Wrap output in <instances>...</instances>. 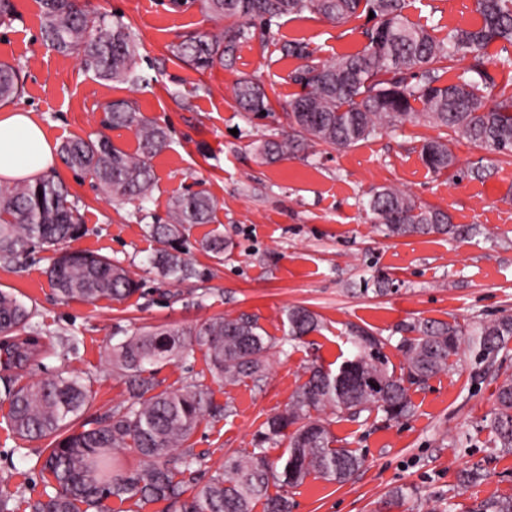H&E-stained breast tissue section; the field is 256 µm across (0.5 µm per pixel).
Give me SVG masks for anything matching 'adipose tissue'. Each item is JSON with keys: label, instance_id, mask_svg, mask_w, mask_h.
<instances>
[{"label": "adipose tissue", "instance_id": "obj_1", "mask_svg": "<svg viewBox=\"0 0 512 512\" xmlns=\"http://www.w3.org/2000/svg\"><path fill=\"white\" fill-rule=\"evenodd\" d=\"M57 162L56 149L32 113H0V179L34 180Z\"/></svg>", "mask_w": 512, "mask_h": 512}]
</instances>
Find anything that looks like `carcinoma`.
Listing matches in <instances>:
<instances>
[{"label":"carcinoma","mask_w":512,"mask_h":512,"mask_svg":"<svg viewBox=\"0 0 512 512\" xmlns=\"http://www.w3.org/2000/svg\"><path fill=\"white\" fill-rule=\"evenodd\" d=\"M43 41L62 54H74L80 64L103 80L136 84L132 69L137 52L133 33L118 19L95 13L79 0H40ZM203 9L220 20L232 19L219 34L199 33L173 47L176 59L203 73L232 63L239 45L259 28L273 27L289 15L308 11L331 22L373 14L366 29L367 44L356 53L314 63L301 42L282 44L286 57L305 59L290 79L300 92L289 102V132L260 147L274 161L295 156L311 142L351 147L406 123L428 121L493 154L512 157V94L488 105L495 81L488 73L494 62L512 71V56L493 58L491 44L512 46V0H475L481 22L448 31L436 39L404 14L406 0H202ZM467 66L448 82L445 74ZM22 85L16 68L0 62V104L19 98ZM235 101L255 117L272 112L265 90L251 80L237 83ZM103 125L135 131L138 146L130 154L105 136L73 138L59 154L75 172L91 175L117 202L145 197L154 180L151 160L168 144L167 130L143 117L128 103L116 101L103 109ZM423 164L434 172L457 167L443 137L425 141ZM215 207L203 190L174 198L167 219L151 225L162 247L152 258L165 279L201 277L183 256L187 224H207ZM368 208L387 237L454 234L465 238L477 228H457L446 212L415 202L391 187L370 192ZM85 234L77 203L60 179L0 183V260L18 261L40 247H56ZM50 282L64 299L123 301L139 291L130 271L90 251H60L49 268ZM34 311L14 293L0 290V368L32 371L42 355L40 336L32 325ZM288 335L300 339L319 328L316 314L303 307L288 310ZM400 337V371L388 368L381 352L385 339L365 331L355 336L356 353L336 371L311 364L308 378L295 390L287 408L267 417L255 448L228 456L202 482L197 472L206 465L203 454L188 441L206 418L220 420L233 413L217 403L209 389L189 383L157 391L154 366L184 359L190 347L205 349L211 374L226 385L267 377V359L275 339L263 334L250 316L213 317L193 328H140L112 346V372L125 383L129 399L112 407L95 426L76 422L92 397L78 374L58 373L33 379L9 390L7 427L25 440L48 441L42 470L52 477L51 491L28 504L29 512H102L110 499L165 503L176 512H292L288 488L309 476L343 483L364 459L348 448L334 446L329 422L312 412L330 410L346 420L364 423L372 413L397 421L413 415L412 386L439 373L455 371L461 346L483 360L495 357L512 339V314L471 328L457 322L419 320ZM497 408L489 420L500 452L512 453V378L498 386ZM286 442L278 462L268 460L266 443ZM141 465L123 469L127 452ZM275 492H270V487ZM474 512H512V497L482 502Z\"/></svg>","instance_id":"cac0c4a2"}]
</instances>
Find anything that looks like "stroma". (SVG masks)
<instances>
[{
    "mask_svg": "<svg viewBox=\"0 0 512 512\" xmlns=\"http://www.w3.org/2000/svg\"><path fill=\"white\" fill-rule=\"evenodd\" d=\"M13 3L10 22L0 25V61L18 68L23 86L13 106L33 112L54 144L102 134L135 153L130 129L102 126L103 108L115 100L130 102L170 134L168 147L151 161L155 180L142 201L113 202L91 176L61 163L53 169L77 201L85 226L70 249L121 262L140 281L139 293L121 302L62 301L47 274L50 252L0 262V289L35 311L32 322L46 349L42 374L73 371L91 389L86 420L128 398L107 361L108 349L124 336L143 326H191L215 316L256 318L278 343L263 385L217 382L200 349L155 374L160 388L198 382L217 402L234 408L232 416L202 422L191 438L196 452L206 456L207 468L199 475L204 481L225 457L253 448L261 424L283 410L305 381L307 364L333 370L354 355L352 329L385 337L382 353L397 369L404 362L392 340L398 325L434 319L471 326L512 314V157L457 139L451 148L459 167H483V177L459 180L448 171L432 172L420 149L439 130L426 123L349 148L315 144L272 163L256 151L261 141L281 139L287 131L288 103L298 90L289 75L301 61L283 56L282 44L303 42L320 61L355 53L367 43L366 17L331 23L307 12L290 15L270 35L257 33L241 44L232 65L200 73L170 51L180 36L221 29L199 0H86L92 11L119 16L139 44L132 67L143 80L128 85L99 79L76 57L47 46L39 0ZM404 13L440 38L480 21L475 0H407ZM242 78L264 87L272 107L268 117L238 112L234 87ZM380 186L399 189L446 211L453 224L476 225L481 232L463 240L384 237L365 207L369 191ZM200 190L217 206L210 223L187 225L184 246L207 277L181 285L162 282L150 268L159 244L148 227L166 219L174 197ZM215 237L224 241L218 258L199 249L202 240ZM295 306L315 312L321 328L293 341L287 310ZM64 338L76 339L75 350L61 353ZM509 376L512 343L497 358H465L456 373L413 388L409 419L394 422L380 414L363 425L333 419L338 446L365 463L345 483L310 477L291 488L293 512H375L398 488L415 491L425 503L453 501L452 512L512 496V454L495 455L487 427L496 390ZM7 379L0 370V491L9 495L11 512H28V501L47 485L48 475L36 463L46 443L21 440L8 430ZM476 464L484 468V480L458 490L460 472Z\"/></svg>",
    "mask_w": 512,
    "mask_h": 512,
    "instance_id": "stroma-1",
    "label": "stroma"
}]
</instances>
